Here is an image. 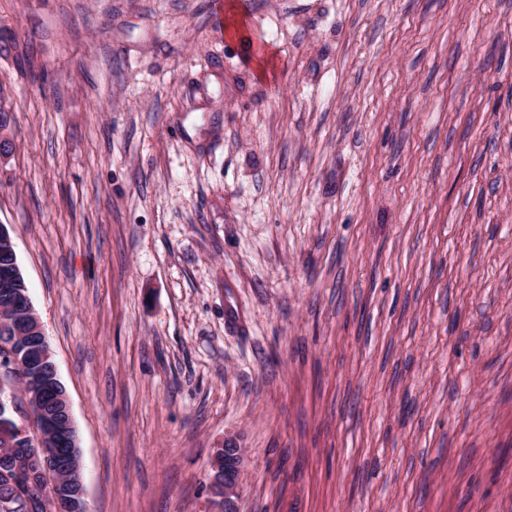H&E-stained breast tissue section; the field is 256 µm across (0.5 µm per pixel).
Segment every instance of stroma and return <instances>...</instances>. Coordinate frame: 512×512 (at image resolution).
Masks as SVG:
<instances>
[{
    "label": "stroma",
    "instance_id": "stroma-1",
    "mask_svg": "<svg viewBox=\"0 0 512 512\" xmlns=\"http://www.w3.org/2000/svg\"><path fill=\"white\" fill-rule=\"evenodd\" d=\"M0 0V224L89 512H512V0ZM224 17L226 35L250 45L254 69L260 78H266L274 60V51L268 46L253 42L248 23L235 12L232 2L224 3ZM218 451L224 452V469L216 462V455L220 456ZM243 464V448L236 441L225 439L224 448H217L214 454V464L212 460L216 474L210 482V491L217 512H238L237 490ZM214 469L211 468L212 474Z\"/></svg>",
    "mask_w": 512,
    "mask_h": 512
}]
</instances>
